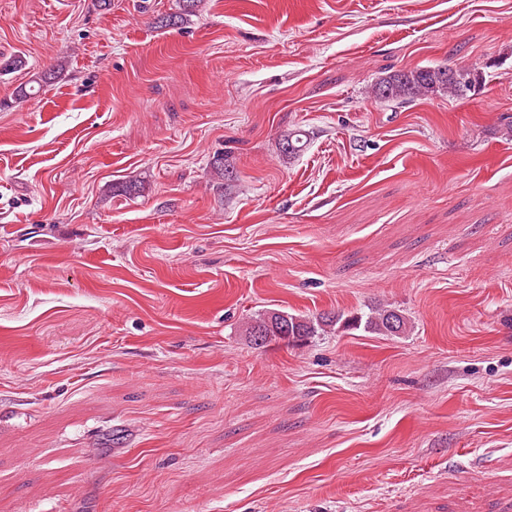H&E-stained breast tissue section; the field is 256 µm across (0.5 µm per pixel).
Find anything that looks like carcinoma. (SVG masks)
<instances>
[{
  "instance_id": "carcinoma-1",
  "label": "carcinoma",
  "mask_w": 512,
  "mask_h": 512,
  "mask_svg": "<svg viewBox=\"0 0 512 512\" xmlns=\"http://www.w3.org/2000/svg\"><path fill=\"white\" fill-rule=\"evenodd\" d=\"M480 81V74L471 68L453 70L449 67L414 68L395 71L374 84L376 98L387 102L404 103L418 96L441 92L448 96L464 98ZM306 135L296 131L281 146L288 156L298 155L306 148ZM340 325L345 330L358 331L378 336H402L408 332L409 321L400 311L392 308H377L367 314L343 316L327 314L315 319L304 318L282 311L264 313L250 323L246 335L256 346L272 341L287 344L316 336L327 326Z\"/></svg>"
}]
</instances>
